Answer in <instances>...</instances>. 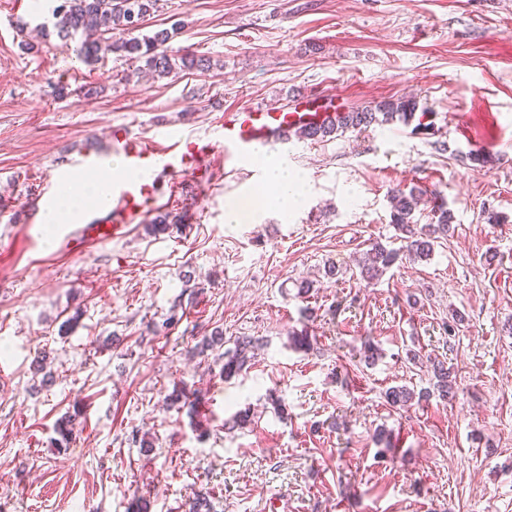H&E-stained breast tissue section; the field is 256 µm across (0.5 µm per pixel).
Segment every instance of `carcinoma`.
Returning a JSON list of instances; mask_svg holds the SVG:
<instances>
[{
	"label": "carcinoma",
	"instance_id": "1",
	"mask_svg": "<svg viewBox=\"0 0 512 512\" xmlns=\"http://www.w3.org/2000/svg\"><path fill=\"white\" fill-rule=\"evenodd\" d=\"M158 0H59L52 10L57 34L73 40L82 35L77 45L79 57L86 63L98 60L103 50L123 52L126 55L144 60L142 72L146 76H167L178 67L201 66L200 61L187 54L176 58L168 53L165 45L172 38L166 29L148 35L142 33L146 18L156 8ZM419 108L414 99L384 101L375 108L352 110L340 113L338 121L319 127H310L300 133V137L319 140L338 131L361 130L379 121L389 122L396 118L408 123L413 120ZM421 198L416 190L397 189L391 192V223L404 235L402 250L388 249L375 243L360 262V275L368 280L392 266L400 253L415 259L427 258L433 252L435 235L448 234L453 214L444 205L432 207L434 223L419 226L412 222V215L419 207ZM255 340L241 337L232 349L217 355L224 360L222 373L228 379L240 373L250 360L248 353L254 348ZM433 389L442 399L453 392L450 371L442 361L431 364ZM387 402L393 407L405 406L413 399V391L400 386L392 387L385 393Z\"/></svg>",
	"mask_w": 512,
	"mask_h": 512
}]
</instances>
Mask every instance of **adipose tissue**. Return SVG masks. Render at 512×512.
I'll return each mask as SVG.
<instances>
[{"instance_id":"obj_1","label":"adipose tissue","mask_w":512,"mask_h":512,"mask_svg":"<svg viewBox=\"0 0 512 512\" xmlns=\"http://www.w3.org/2000/svg\"><path fill=\"white\" fill-rule=\"evenodd\" d=\"M119 163H112L106 174L85 175L67 182L66 188L47 221L51 224L78 222L87 210H105L112 203V178L120 174Z\"/></svg>"}]
</instances>
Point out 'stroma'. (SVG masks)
Returning a JSON list of instances; mask_svg holds the SVG:
<instances>
[{"mask_svg": "<svg viewBox=\"0 0 512 512\" xmlns=\"http://www.w3.org/2000/svg\"><path fill=\"white\" fill-rule=\"evenodd\" d=\"M164 28L205 69L149 82L122 53L85 64L51 14L0 0V512H188L199 493L212 512H263L273 495L288 512H512V0H159L145 31ZM410 96L433 134L394 120L261 148L306 182L289 211L263 166L218 153L208 191L184 176L163 198L165 230L147 219L71 253L28 219L46 177L118 125L204 136L251 103ZM413 186L454 214L431 258L346 275L371 242L400 247L390 192ZM302 329L307 353L289 342ZM216 330L228 348L264 342L230 380L195 351ZM412 351L445 361L455 398L389 406L388 388L429 385ZM176 388L197 415L167 406ZM245 409L251 423L226 430Z\"/></svg>", "mask_w": 512, "mask_h": 512, "instance_id": "35a3bbf8", "label": "stroma"}]
</instances>
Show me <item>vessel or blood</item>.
Masks as SVG:
<instances>
[{
  "mask_svg": "<svg viewBox=\"0 0 512 512\" xmlns=\"http://www.w3.org/2000/svg\"><path fill=\"white\" fill-rule=\"evenodd\" d=\"M328 118L325 112H283L250 105L225 113L217 136L180 138L167 146L113 127L112 153L121 157L130 175L112 182V221L105 224L98 216H89L83 223L66 225L64 239L78 246L112 240L158 209L163 194L157 181L139 179V172L158 171L174 179L190 175L203 188L209 182L205 162L215 152H223L225 160L239 164L259 147L287 144L292 134Z\"/></svg>",
  "mask_w": 512,
  "mask_h": 512,
  "instance_id": "1",
  "label": "vessel or blood"
}]
</instances>
